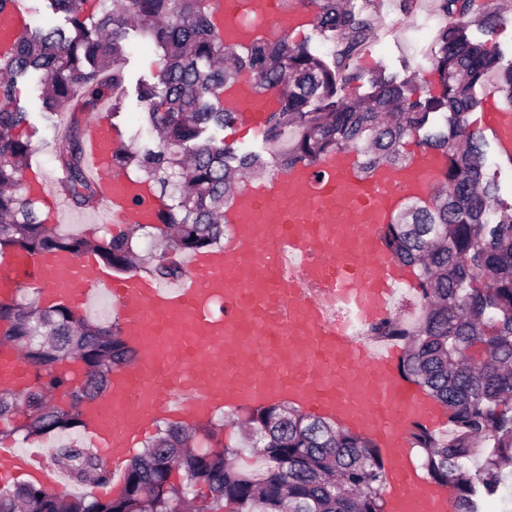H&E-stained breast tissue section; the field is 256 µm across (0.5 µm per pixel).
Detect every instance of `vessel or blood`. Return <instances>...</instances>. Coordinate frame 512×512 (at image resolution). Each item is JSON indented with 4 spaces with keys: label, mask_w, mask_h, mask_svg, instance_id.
<instances>
[{
    "label": "vessel or blood",
    "mask_w": 512,
    "mask_h": 512,
    "mask_svg": "<svg viewBox=\"0 0 512 512\" xmlns=\"http://www.w3.org/2000/svg\"><path fill=\"white\" fill-rule=\"evenodd\" d=\"M221 36L246 45L283 38L314 23L281 0H213ZM25 8L0 10V51L26 28ZM275 93L237 88L232 109L245 131L260 132ZM500 150L512 154V111L485 114ZM116 142L105 113L90 124L84 153L101 208L113 223L151 224L159 199L132 177L112 172ZM440 159L419 150L400 170L362 176L351 152L299 163L270 183H246L224 215L222 247L193 254L186 273L162 283L149 272L117 276L95 253L50 252L0 259V299L20 281L41 284V300L81 308L97 294L126 318L138 351L112 374L89 419L88 446L121 474L139 439L163 418L201 423L220 410L288 398L376 441L384 462L388 512H451V493L417 472L406 432L445 419L398 368L397 350L363 340L388 319L405 269L388 253L383 227L408 198L428 197ZM30 370L0 363V386L19 388ZM26 474L63 486L49 451L0 448V477Z\"/></svg>",
    "instance_id": "vessel-or-blood-1"
}]
</instances>
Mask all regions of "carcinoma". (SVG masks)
<instances>
[{"label": "carcinoma", "instance_id": "1", "mask_svg": "<svg viewBox=\"0 0 512 512\" xmlns=\"http://www.w3.org/2000/svg\"><path fill=\"white\" fill-rule=\"evenodd\" d=\"M65 28L26 26L12 53L0 59V257L68 252L97 254L125 272L145 267L157 280L182 277L178 253L203 252L224 238V205L236 180L265 168L262 152L279 168L353 149L360 169L398 168L411 139L443 159L426 199L398 210L384 230L386 248L412 268L419 314L391 318L368 330L375 339L406 346L400 369L448 413L449 431L438 435L417 423L410 446L424 451L433 483L450 488L453 512H512V202L499 196L497 174L486 171L483 133L470 112L484 108L482 86L512 108V63L474 42L475 23L491 33L512 0H434L451 20L440 28L428 56L438 90L422 96L413 78L380 70L360 98L338 91L362 82L355 59L375 28L374 0H301L315 10L314 27L335 42L330 57L286 39L249 48L215 31L212 0H47ZM136 28L162 53V65L137 88L146 130L154 145L123 148L115 163L136 167L162 202L156 224H131L117 236L92 241L47 224L39 199L22 186L35 152L17 132L30 113L17 99L18 83L35 75L43 112L52 120L74 106L95 111L112 100L117 115L126 99V39ZM248 75L258 93L279 91L277 107L261 132V150L241 152L218 139L235 114L224 109V89ZM61 189L76 208L98 203L87 174L83 141L74 131L61 140ZM151 229L167 242L143 257L132 240ZM15 348L33 371L21 391L0 388V439L18 431L39 436L85 423L86 411L112 385V371L135 359L118 325H95L63 301L0 302V348ZM250 439L262 445L266 467L241 470L228 457L238 447L203 453L187 447L212 428L174 424L126 469L117 495L107 501L92 489L111 480L106 463L82 448L56 450L54 463L68 480L87 488L74 496L20 485L0 493V512H386L383 459L378 445L331 419L303 413L288 400L253 409ZM477 464L470 473L471 463Z\"/></svg>", "mask_w": 512, "mask_h": 512}]
</instances>
